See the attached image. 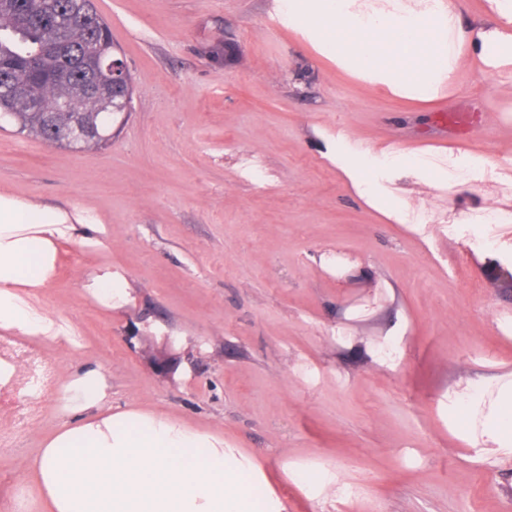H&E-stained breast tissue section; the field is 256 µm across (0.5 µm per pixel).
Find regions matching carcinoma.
I'll use <instances>...</instances> for the list:
<instances>
[{
	"mask_svg": "<svg viewBox=\"0 0 512 512\" xmlns=\"http://www.w3.org/2000/svg\"><path fill=\"white\" fill-rule=\"evenodd\" d=\"M114 60L123 63L92 0H0V113L11 114L18 132L60 137L67 148L106 144L123 97L94 94L91 83Z\"/></svg>",
	"mask_w": 512,
	"mask_h": 512,
	"instance_id": "carcinoma-1",
	"label": "carcinoma"
}]
</instances>
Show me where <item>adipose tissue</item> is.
Segmentation results:
<instances>
[{
  "label": "adipose tissue",
  "mask_w": 512,
  "mask_h": 512,
  "mask_svg": "<svg viewBox=\"0 0 512 512\" xmlns=\"http://www.w3.org/2000/svg\"><path fill=\"white\" fill-rule=\"evenodd\" d=\"M486 19L462 18L461 0H289L288 24L302 29L337 66L403 98L429 99L457 87L462 71L512 84V0H486ZM374 147L345 145L335 162L368 205L402 213L369 178ZM62 213L0 195V327L36 338L52 322L18 295L53 268ZM68 422L29 463L36 512H281L257 497L262 467L215 434L149 409L116 410L103 373L88 368L64 383ZM471 434L512 456V378L497 382Z\"/></svg>",
  "instance_id": "ef3b65f1"
}]
</instances>
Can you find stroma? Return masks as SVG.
Instances as JSON below:
<instances>
[{"label": "stroma", "mask_w": 512, "mask_h": 512, "mask_svg": "<svg viewBox=\"0 0 512 512\" xmlns=\"http://www.w3.org/2000/svg\"><path fill=\"white\" fill-rule=\"evenodd\" d=\"M132 78L125 119L76 151L0 125V194L64 213L54 269L19 296L58 339L0 328V512L63 419L62 385L99 369L141 406L254 456L284 512H512V459L473 446L451 402L512 378V170L488 179L431 101L340 70L281 0H92ZM238 43L231 64L209 49ZM472 152L512 159V89L465 75ZM348 137L419 150L430 181L371 169L407 204L368 206L331 157ZM97 225L91 236L81 227ZM109 273L127 303L101 306ZM333 478L327 498L302 486Z\"/></svg>", "instance_id": "1"}]
</instances>
